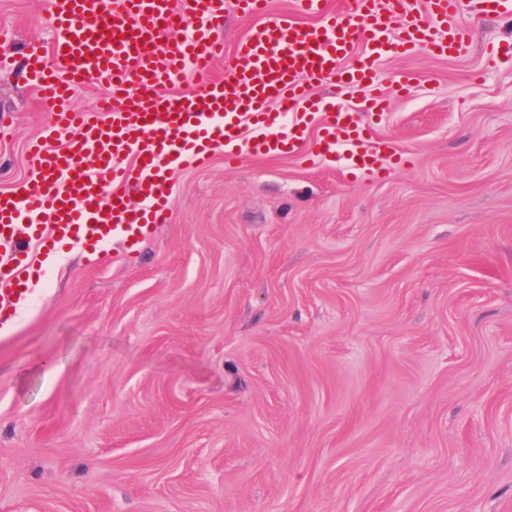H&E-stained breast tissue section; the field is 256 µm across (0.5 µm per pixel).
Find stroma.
<instances>
[{"instance_id": "1", "label": "stroma", "mask_w": 512, "mask_h": 512, "mask_svg": "<svg viewBox=\"0 0 512 512\" xmlns=\"http://www.w3.org/2000/svg\"><path fill=\"white\" fill-rule=\"evenodd\" d=\"M371 118L408 162L170 171L169 223L36 257L0 341V512H512V20ZM0 0V191L47 116Z\"/></svg>"}]
</instances>
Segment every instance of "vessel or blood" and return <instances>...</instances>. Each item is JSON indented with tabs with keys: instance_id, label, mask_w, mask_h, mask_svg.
I'll return each mask as SVG.
<instances>
[{
	"instance_id": "vessel-or-blood-1",
	"label": "vessel or blood",
	"mask_w": 512,
	"mask_h": 512,
	"mask_svg": "<svg viewBox=\"0 0 512 512\" xmlns=\"http://www.w3.org/2000/svg\"><path fill=\"white\" fill-rule=\"evenodd\" d=\"M311 25L268 13V0H48L49 39L26 45V81L48 118V136L30 147V182L0 194V326L27 304L30 252L80 245L100 259L101 245L120 238L127 256L150 226L165 223L174 205L167 171L206 166L216 151L230 159L293 154L319 122L317 152L346 147L350 166L378 160L368 149L365 112L388 108L386 83L407 94L411 75L385 80L382 59L423 50L433 56L466 51L470 28L462 8L512 15V0H299ZM256 24L232 51L224 49L228 13ZM175 37L163 41L165 32ZM223 81H209L217 58ZM203 90L174 92L186 74ZM333 88L313 99L312 83ZM99 84L111 100L94 112L71 106L75 91ZM368 92L365 112L345 105ZM135 188L139 204L126 191Z\"/></svg>"
}]
</instances>
